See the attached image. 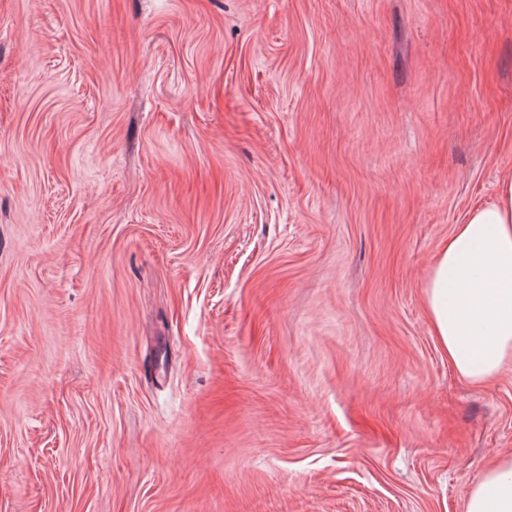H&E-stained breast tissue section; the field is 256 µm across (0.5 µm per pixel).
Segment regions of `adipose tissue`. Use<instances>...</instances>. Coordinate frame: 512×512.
<instances>
[{"label": "adipose tissue", "mask_w": 512, "mask_h": 512, "mask_svg": "<svg viewBox=\"0 0 512 512\" xmlns=\"http://www.w3.org/2000/svg\"><path fill=\"white\" fill-rule=\"evenodd\" d=\"M433 335L457 374L494 381L512 362V178L455 225L423 285ZM465 512H512V454L484 471Z\"/></svg>", "instance_id": "1"}]
</instances>
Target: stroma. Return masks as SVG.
<instances>
[{"instance_id":"stroma-1","label":"stroma","mask_w":512,"mask_h":512,"mask_svg":"<svg viewBox=\"0 0 512 512\" xmlns=\"http://www.w3.org/2000/svg\"><path fill=\"white\" fill-rule=\"evenodd\" d=\"M512 177V0H0V512H464L512 366L422 286Z\"/></svg>"}]
</instances>
